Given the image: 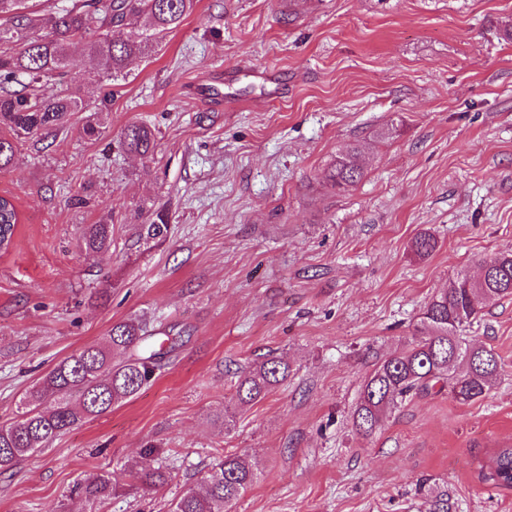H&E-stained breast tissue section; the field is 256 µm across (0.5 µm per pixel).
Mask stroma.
I'll use <instances>...</instances> for the list:
<instances>
[{
    "mask_svg": "<svg viewBox=\"0 0 512 512\" xmlns=\"http://www.w3.org/2000/svg\"><path fill=\"white\" fill-rule=\"evenodd\" d=\"M111 92L98 138L79 112L0 170L21 218L0 250V426L115 323L182 340L134 397L1 473L0 512H169L231 453L258 479L230 512H427L442 484L450 512H512L478 477L512 445V298L466 330L501 358L487 398L419 394L371 435L352 424L429 299L512 253V0H197ZM133 122L150 157L118 147ZM354 143L364 175L340 193L327 171ZM158 209L160 245L140 234ZM99 222L112 247L86 254ZM423 232L438 245L420 258ZM267 354L288 379L238 407L237 372ZM145 466L168 482L145 488ZM99 474L113 490L91 503L78 487Z\"/></svg>",
    "mask_w": 512,
    "mask_h": 512,
    "instance_id": "35a3bbf8",
    "label": "stroma"
}]
</instances>
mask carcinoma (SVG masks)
I'll return each instance as SVG.
<instances>
[{"mask_svg": "<svg viewBox=\"0 0 512 512\" xmlns=\"http://www.w3.org/2000/svg\"><path fill=\"white\" fill-rule=\"evenodd\" d=\"M30 0H0V169L9 166L18 145L31 137L67 128L71 116L87 104L69 74V46L85 41L99 80L126 77L129 62L152 52L155 44L177 29L196 0H71L44 22ZM129 25L137 31L114 36ZM155 142L152 128L133 122L121 132L126 151L148 155ZM363 176L356 146L336 156L330 173L332 186L348 190ZM19 214L12 199L0 196V249L11 243ZM169 233V217L159 210L143 225L142 235L162 242ZM85 251L96 254L112 247V225L87 224ZM414 251L427 256L436 248L432 235L423 233ZM512 297V253L498 254L481 263L473 278L457 274L448 288L425 305L408 349L384 358L365 382L353 425L372 434L403 401L420 393L451 394L462 402L487 397L501 363L491 348H470L466 327L487 304ZM147 324L130 319L112 325L106 342L83 348L55 365L20 400L17 419L0 427V471L45 447L80 422L106 413L112 405L134 396L160 368L161 353L154 349ZM124 354L112 363V354ZM288 363L267 356L240 372L235 398L247 406L266 396L288 377ZM482 481L512 489V447L494 449L478 463ZM256 475L240 456L226 455L210 465L202 487L189 486L171 503L170 512H224L247 493ZM87 499L112 491V479L98 475L79 486ZM431 512H449L448 488L431 491Z\"/></svg>", "mask_w": 512, "mask_h": 512, "instance_id": "obj_1", "label": "carcinoma"}]
</instances>
